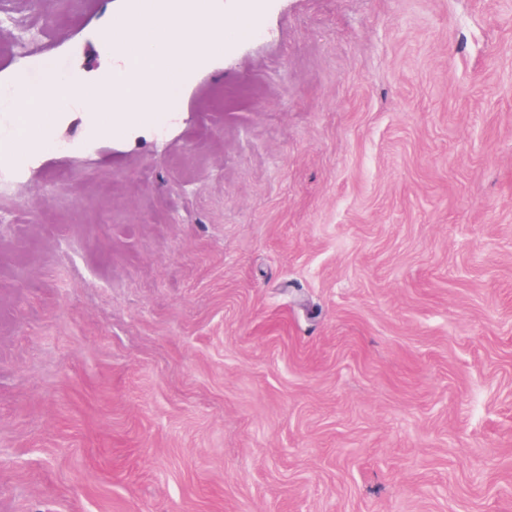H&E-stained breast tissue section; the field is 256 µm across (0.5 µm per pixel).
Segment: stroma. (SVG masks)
I'll return each instance as SVG.
<instances>
[{"label": "stroma", "mask_w": 512, "mask_h": 512, "mask_svg": "<svg viewBox=\"0 0 512 512\" xmlns=\"http://www.w3.org/2000/svg\"><path fill=\"white\" fill-rule=\"evenodd\" d=\"M133 2L0 0V82ZM255 3L0 164V512H512V0Z\"/></svg>", "instance_id": "stroma-1"}]
</instances>
